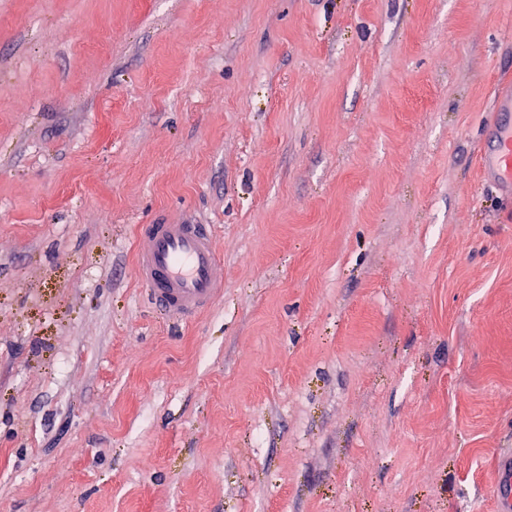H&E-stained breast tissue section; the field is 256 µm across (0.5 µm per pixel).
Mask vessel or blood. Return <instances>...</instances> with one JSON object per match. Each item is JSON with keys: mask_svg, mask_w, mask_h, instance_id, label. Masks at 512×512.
<instances>
[{"mask_svg": "<svg viewBox=\"0 0 512 512\" xmlns=\"http://www.w3.org/2000/svg\"><path fill=\"white\" fill-rule=\"evenodd\" d=\"M483 167L488 180L512 191L511 124L498 127ZM218 261L210 225L161 222L139 232L135 274L151 304L165 315L188 318L213 304L223 292ZM497 497L499 512H512V463L501 466Z\"/></svg>", "mask_w": 512, "mask_h": 512, "instance_id": "1", "label": "vessel or blood"}]
</instances>
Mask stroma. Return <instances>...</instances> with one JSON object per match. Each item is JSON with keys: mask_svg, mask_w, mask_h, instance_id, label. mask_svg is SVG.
I'll list each match as a JSON object with an SVG mask.
<instances>
[{"mask_svg": "<svg viewBox=\"0 0 512 512\" xmlns=\"http://www.w3.org/2000/svg\"><path fill=\"white\" fill-rule=\"evenodd\" d=\"M509 80L512 0H0V512H498ZM485 177L501 189L512 192V125L503 124L497 129L494 144L483 161ZM218 261L210 225L161 222L140 229L135 274L165 315L188 318L213 304L224 288Z\"/></svg>", "mask_w": 512, "mask_h": 512, "instance_id": "35a3bbf8", "label": "stroma"}]
</instances>
